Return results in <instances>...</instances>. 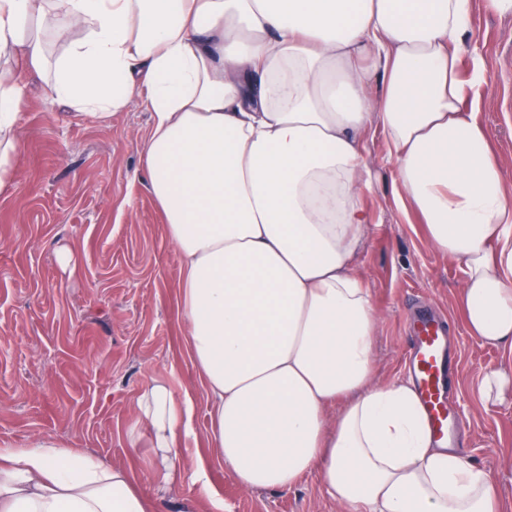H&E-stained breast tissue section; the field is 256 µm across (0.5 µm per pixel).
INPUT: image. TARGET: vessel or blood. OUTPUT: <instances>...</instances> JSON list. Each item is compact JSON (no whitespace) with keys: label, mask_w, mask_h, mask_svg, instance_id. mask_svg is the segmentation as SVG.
<instances>
[{"label":"vessel or blood","mask_w":512,"mask_h":512,"mask_svg":"<svg viewBox=\"0 0 512 512\" xmlns=\"http://www.w3.org/2000/svg\"><path fill=\"white\" fill-rule=\"evenodd\" d=\"M406 353L431 434L438 443H447L451 350L445 324L429 316L416 319L409 329Z\"/></svg>","instance_id":"obj_1"}]
</instances>
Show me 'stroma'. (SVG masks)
I'll list each match as a JSON object with an SVG mask.
<instances>
[{
    "mask_svg": "<svg viewBox=\"0 0 512 512\" xmlns=\"http://www.w3.org/2000/svg\"><path fill=\"white\" fill-rule=\"evenodd\" d=\"M468 46L485 62L480 119L512 182V17L474 0ZM29 104L12 191L0 195V443L44 438L126 467L154 512H345L317 474L286 491L240 487L207 445L213 401L185 343L180 266L164 217L147 188L143 142L151 114L133 97L108 119L75 115L26 76ZM373 165L365 198L369 240L355 265L378 317L375 379L402 376L411 312L434 308L453 339L451 407L462 417L464 457L496 485L512 512V406H486L473 388L501 353L467 332L456 309L464 274L428 242L395 201L394 165L377 132L362 140ZM153 378L194 400L193 438L181 450L186 478L204 484L157 492L148 440L130 443L137 398Z\"/></svg>",
    "mask_w": 512,
    "mask_h": 512,
    "instance_id": "35a3bbf8",
    "label": "stroma"
}]
</instances>
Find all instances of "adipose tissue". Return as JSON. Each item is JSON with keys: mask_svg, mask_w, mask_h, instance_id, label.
<instances>
[{"mask_svg": "<svg viewBox=\"0 0 512 512\" xmlns=\"http://www.w3.org/2000/svg\"><path fill=\"white\" fill-rule=\"evenodd\" d=\"M471 19V0H0V194L27 72H50L53 100L98 118L145 88L146 180L213 397L209 445L244 489L316 473L351 512H499L489 474L432 438L412 380L374 384L378 319L355 272L372 186L360 139L376 124L400 206L463 268L467 332L512 361V183L477 112ZM50 20L85 31L53 61ZM474 392L512 404V364ZM144 431L161 484L181 481L191 396L152 380L130 443ZM0 512L152 505L125 467L40 440L0 445Z\"/></svg>", "mask_w": 512, "mask_h": 512, "instance_id": "ef3b65f1", "label": "adipose tissue"}]
</instances>
